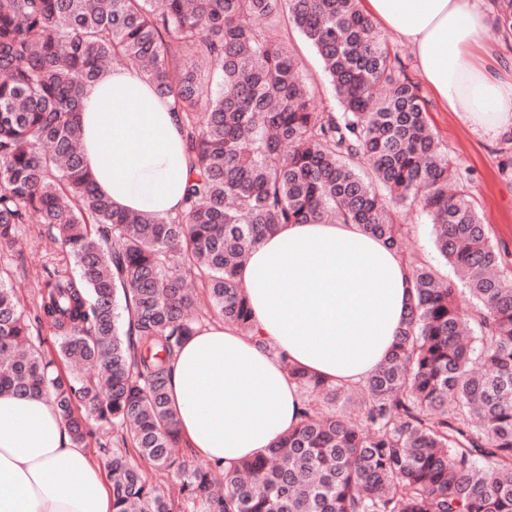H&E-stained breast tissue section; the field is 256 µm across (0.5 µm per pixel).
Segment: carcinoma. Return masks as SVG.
I'll list each match as a JSON object with an SVG mask.
<instances>
[{
  "label": "carcinoma",
  "instance_id": "obj_1",
  "mask_svg": "<svg viewBox=\"0 0 512 512\" xmlns=\"http://www.w3.org/2000/svg\"><path fill=\"white\" fill-rule=\"evenodd\" d=\"M282 14L341 111L315 110L271 33ZM493 28L512 38V0H494ZM115 61L174 100L193 168L183 214L118 211L84 166L80 95ZM427 112L361 0H0V248L33 214L60 244L31 310L0 272V392L51 395L82 448L96 438L85 416L112 429L113 512H181L140 460L206 512H512V274ZM399 207L429 217L471 310L408 246ZM328 221L401 256L407 320L354 388L288 369L329 409L306 401L293 430L220 478L181 450L170 362L213 316L251 330L237 272L261 238ZM44 325L51 345L32 341ZM76 357L97 372L72 371ZM342 393L357 419L332 409Z\"/></svg>",
  "mask_w": 512,
  "mask_h": 512
}]
</instances>
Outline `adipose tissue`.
Returning <instances> with one entry per match:
<instances>
[{
    "instance_id": "adipose-tissue-1",
    "label": "adipose tissue",
    "mask_w": 512,
    "mask_h": 512,
    "mask_svg": "<svg viewBox=\"0 0 512 512\" xmlns=\"http://www.w3.org/2000/svg\"><path fill=\"white\" fill-rule=\"evenodd\" d=\"M412 45L423 82L478 139L512 134V76L476 50L490 0H362ZM84 160L115 207L185 211L191 163L171 98L138 70L103 73L82 93ZM253 329L215 321L180 348L168 391L186 448L232 469L299 421L295 367L333 383L368 378L394 346L414 296L398 254L357 224H288L239 270ZM0 512H112L105 466L71 440L50 396L0 394Z\"/></svg>"
}]
</instances>
